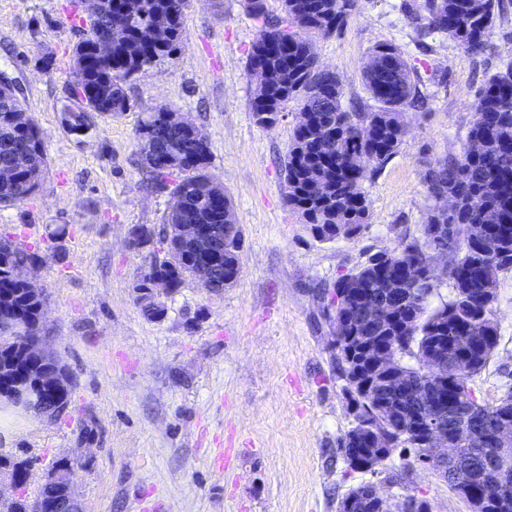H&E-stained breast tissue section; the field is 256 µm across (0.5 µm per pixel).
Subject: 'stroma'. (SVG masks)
<instances>
[{"mask_svg":"<svg viewBox=\"0 0 512 512\" xmlns=\"http://www.w3.org/2000/svg\"><path fill=\"white\" fill-rule=\"evenodd\" d=\"M82 15L81 0H0V75L19 87L47 154L35 192L0 206V238L38 253L45 332L73 376L59 417L15 410L0 418V453L29 461L22 494L31 501L57 460L80 459L72 485L84 512H336L368 478L336 448L352 415L336 376L325 290L366 249L418 233L431 204L425 162L458 150L478 89L512 59V11L496 18L495 51L478 62L438 35L431 55L416 51L404 0H362L340 36L315 38L320 63L338 73L348 100L366 99L362 74L379 44L446 74L425 88L429 109L407 111L409 135L365 182L364 234L333 243L316 241L283 200L297 103L286 104L274 128L252 120L256 87L245 63L257 30L242 0H191L179 49L126 81L129 109L77 136L61 111L77 104ZM160 108L205 132L210 172L232 199L243 249L233 287L215 294L185 279L161 296L164 314L155 319L135 286L161 245L154 237L136 252L127 241L136 225L159 232L168 208V192L146 181L137 136L141 119ZM62 225L67 235L55 236ZM496 292L501 340L471 384L482 403L512 386V270L499 274ZM88 425L96 428L90 443ZM221 450L228 461L219 469L212 459ZM370 479L392 501L414 494L432 512H468L443 478L420 466Z\"/></svg>","mask_w":512,"mask_h":512,"instance_id":"1","label":"stroma"}]
</instances>
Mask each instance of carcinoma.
I'll list each match as a JSON object with an SVG mask.
<instances>
[{
  "instance_id": "obj_1",
  "label": "carcinoma",
  "mask_w": 512,
  "mask_h": 512,
  "mask_svg": "<svg viewBox=\"0 0 512 512\" xmlns=\"http://www.w3.org/2000/svg\"><path fill=\"white\" fill-rule=\"evenodd\" d=\"M188 0H119L120 8L110 12L103 6L86 11L84 35L74 48L75 61L90 55L87 33L112 26V14L122 15L133 29L109 60H96L75 75L74 92L80 106L75 116L94 110L101 115L128 109L124 83L146 66H153L178 49L183 38V18ZM512 0H422L408 7L416 23V43L421 52H433L426 39L435 33L455 40L471 58L492 53L489 31L496 17L507 13ZM247 14L258 24L257 38L275 44L290 35L288 47L257 60L255 46L247 54V76L258 85L266 103L254 105L253 112L270 114L268 128L291 100L297 101L307 120L294 127L285 166V200L296 210L319 242L353 239L367 227L369 206L364 182L372 179L398 152L410 133L406 110L425 108L428 98L421 87L430 80L444 82L441 71L424 72L412 66L404 52L391 45H379L371 53L363 71L365 90L374 101L343 105V87L336 72L319 65L308 36L332 37L342 31L348 16L358 10L359 0H281L282 15L273 16L266 0H243ZM26 112L14 95L0 90V173L17 180L0 182V205L23 201L34 192L46 166L42 139L31 117L16 123L15 114ZM158 113L149 115L137 130L140 140L152 130L158 163L148 170L154 185L170 190V203L160 237L165 256L152 257L149 272L140 276L137 287L146 288L152 275L170 279L177 289L186 278L215 293L224 292V280H238L241 273L242 232L235 224L233 203L224 196L225 214H213L209 198L213 178L209 175L210 149L198 126L191 130L164 128L157 124ZM480 146L471 154L467 146ZM372 155L370 170L360 167V159ZM424 186L437 201L453 199V208L435 206L428 210L422 235L403 236L384 252H367L359 265L340 275L333 283L332 300L336 313L344 315L354 330L351 341L334 343L336 371L346 381L353 416L350 429L337 440L375 424L389 435L386 448L346 449L341 457L356 471L376 473L399 448L409 450L410 460L426 465L427 447L420 442L424 433L413 428L412 417L423 413L426 402L435 399L448 407V431L466 441L448 465H436L439 473L468 506L469 512H512V476L504 480L492 464L498 454L494 432L501 422L512 423V387L497 402L483 404L476 399L469 382L491 362L500 343L494 319L496 292L482 293L460 279L464 271L496 281L499 272L512 268V62L492 74L476 94L473 120L459 150L426 163ZM176 224H222L224 236L236 245L225 251L224 259L213 265H196L190 249L176 242ZM484 224L489 238L483 251L472 245L468 228ZM448 251V269L428 271L427 262L435 248ZM37 259L30 249L11 244L0 248V315L12 309L33 316L40 300L27 292L18 274ZM407 266L430 272L433 285L442 279L452 283V294L432 304L437 290L414 288L393 277L395 269ZM369 289L374 296L393 301L395 321L370 333L359 328L357 310L337 291L352 285ZM378 339L387 355L402 369L407 379L427 388L419 398L390 399L377 381L382 372L358 361L356 351L365 340ZM371 381L362 393L349 386L356 371ZM0 469L26 476L28 463L0 456ZM338 512H380V505L360 484L338 504ZM398 512H430V504L410 494Z\"/></svg>"
}]
</instances>
